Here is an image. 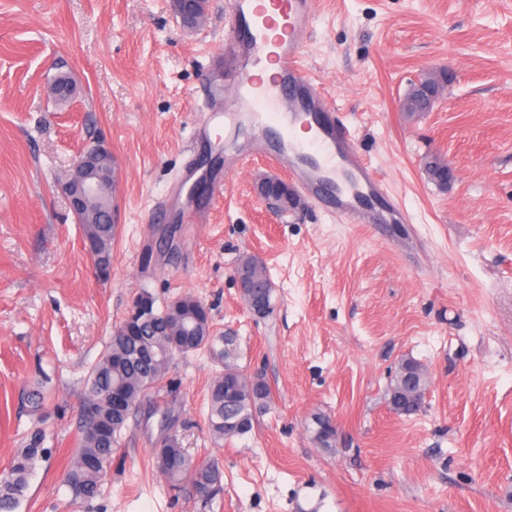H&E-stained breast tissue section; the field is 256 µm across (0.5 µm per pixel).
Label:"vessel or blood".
I'll list each match as a JSON object with an SVG mask.
<instances>
[{
    "label": "vessel or blood",
    "instance_id": "b4317fda",
    "mask_svg": "<svg viewBox=\"0 0 512 512\" xmlns=\"http://www.w3.org/2000/svg\"><path fill=\"white\" fill-rule=\"evenodd\" d=\"M230 27L224 57L233 74L224 86L250 121L278 131L313 128L309 141L284 140L280 157L301 185L314 189L327 184L336 192L340 212L353 224H378L381 216L361 208L359 196L384 191L363 155L352 146L349 130L320 120L333 106L304 71L302 38L310 28L314 0H230ZM278 67L270 90L260 91L256 73L265 63Z\"/></svg>",
    "mask_w": 512,
    "mask_h": 512
}]
</instances>
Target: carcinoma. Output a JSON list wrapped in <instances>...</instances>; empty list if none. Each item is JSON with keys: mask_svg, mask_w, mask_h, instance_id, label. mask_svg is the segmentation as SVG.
<instances>
[{"mask_svg": "<svg viewBox=\"0 0 512 512\" xmlns=\"http://www.w3.org/2000/svg\"><path fill=\"white\" fill-rule=\"evenodd\" d=\"M424 168L437 185L448 184V164L443 159L429 156ZM85 234L94 263L111 266L115 225L106 203H99L91 212ZM238 270L253 279H266L265 267L254 257L243 258ZM138 297L148 306L147 318L134 322L124 319L86 382L80 437L64 482L73 499L88 505L101 495L104 466L116 452L133 410L148 404L153 413L160 412L156 397L175 357L205 351L220 365L221 372L213 379L208 392L209 432L216 439L251 433L259 414L270 409L272 402L271 388L266 381L248 375L238 365L239 336L232 331L216 332L209 309L202 301L183 295L159 305L146 289ZM400 379L398 372L390 389L391 407L399 414L414 413L421 407L423 395L414 400L397 395ZM47 382V378H41L36 389L29 393V403L36 414L44 409ZM116 388L128 396L125 410L115 408L109 401V394ZM315 424L316 428L311 430L314 441L330 448L336 433L331 420L319 416ZM45 443V431L34 426L8 469L0 473V512H17L38 463L51 453ZM154 454L157 469L172 487L179 488L188 482L198 494L210 500L221 493L223 471L217 461L194 460L175 437L169 439L165 449H154Z\"/></svg>", "mask_w": 512, "mask_h": 512, "instance_id": "carcinoma-1", "label": "carcinoma"}]
</instances>
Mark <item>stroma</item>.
<instances>
[{"mask_svg":"<svg viewBox=\"0 0 512 512\" xmlns=\"http://www.w3.org/2000/svg\"><path fill=\"white\" fill-rule=\"evenodd\" d=\"M228 8L209 0L190 31L170 0H0V472L36 419L35 373L50 378L52 455L18 512H512V0H315L302 61L400 208L384 226L348 223L258 156L266 133L250 123L195 137L210 113L238 109L209 69ZM428 70L448 80L431 111L407 116ZM61 73L76 86L65 103L49 91ZM99 139L118 173L105 278L59 188ZM210 150L221 193L189 198ZM430 154L448 164L446 188L424 171ZM263 174L299 208L267 211ZM198 209L205 221L187 223ZM245 256L266 266L269 316L240 296ZM143 289L205 302L274 406L214 442L220 367L204 352L175 359L158 404L189 454L223 464V494L171 489L153 463L157 421L137 412L88 508L63 482L84 382ZM406 358L429 376L407 416L390 405ZM317 414L336 427L332 450L312 439Z\"/></svg>","mask_w":512,"mask_h":512,"instance_id":"stroma-1","label":"stroma"}]
</instances>
